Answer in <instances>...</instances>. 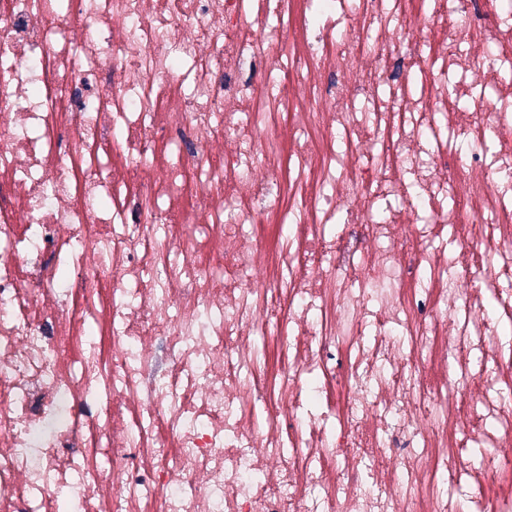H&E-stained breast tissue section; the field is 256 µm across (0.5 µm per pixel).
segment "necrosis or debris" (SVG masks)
Segmentation results:
<instances>
[{
	"instance_id": "necrosis-or-debris-1",
	"label": "necrosis or debris",
	"mask_w": 512,
	"mask_h": 512,
	"mask_svg": "<svg viewBox=\"0 0 512 512\" xmlns=\"http://www.w3.org/2000/svg\"><path fill=\"white\" fill-rule=\"evenodd\" d=\"M508 70L512 0H0V512H512Z\"/></svg>"
}]
</instances>
